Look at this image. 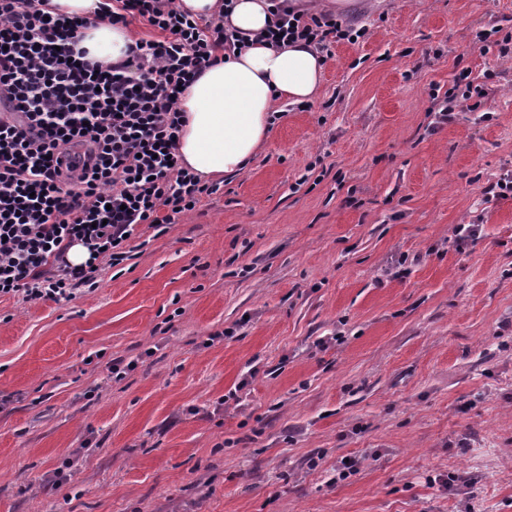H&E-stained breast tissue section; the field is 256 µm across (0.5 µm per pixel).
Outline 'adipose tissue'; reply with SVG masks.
<instances>
[{
    "instance_id": "obj_1",
    "label": "adipose tissue",
    "mask_w": 512,
    "mask_h": 512,
    "mask_svg": "<svg viewBox=\"0 0 512 512\" xmlns=\"http://www.w3.org/2000/svg\"><path fill=\"white\" fill-rule=\"evenodd\" d=\"M270 9L269 0H234L226 23L248 38L247 47L220 54L179 96V153L203 181L243 172L270 134L276 104L311 101L321 84L323 58L313 45L257 41L272 21ZM132 40L128 29L101 23L86 29L81 46L108 63L125 58Z\"/></svg>"
}]
</instances>
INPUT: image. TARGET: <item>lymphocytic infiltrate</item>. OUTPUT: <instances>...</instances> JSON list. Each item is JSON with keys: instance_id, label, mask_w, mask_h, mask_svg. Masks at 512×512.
<instances>
[{"instance_id": "1", "label": "lymphocytic infiltrate", "mask_w": 512, "mask_h": 512, "mask_svg": "<svg viewBox=\"0 0 512 512\" xmlns=\"http://www.w3.org/2000/svg\"><path fill=\"white\" fill-rule=\"evenodd\" d=\"M97 17L150 33L124 59L92 62L77 47L88 19L0 0V298L95 289L99 263L121 264L139 226L174 223L218 190L180 162L178 98L216 51L237 47L236 30L176 0H102ZM355 35L331 14L283 13L266 39L326 52Z\"/></svg>"}]
</instances>
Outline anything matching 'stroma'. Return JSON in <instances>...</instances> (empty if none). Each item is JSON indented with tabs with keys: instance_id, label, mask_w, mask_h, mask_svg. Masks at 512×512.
Here are the masks:
<instances>
[{
	"instance_id": "1",
	"label": "stroma",
	"mask_w": 512,
	"mask_h": 512,
	"mask_svg": "<svg viewBox=\"0 0 512 512\" xmlns=\"http://www.w3.org/2000/svg\"><path fill=\"white\" fill-rule=\"evenodd\" d=\"M377 2L94 292L0 298V512H512V0ZM486 91L484 85L468 82L464 89L460 88V84L453 82L452 87L448 89V95L445 96V105H441L435 102L433 105L438 107L443 120H447L448 117L454 112L456 108H466L468 110H475L481 106L482 99H484ZM475 99V102H472ZM441 107V108H440ZM448 112V113H447Z\"/></svg>"
}]
</instances>
